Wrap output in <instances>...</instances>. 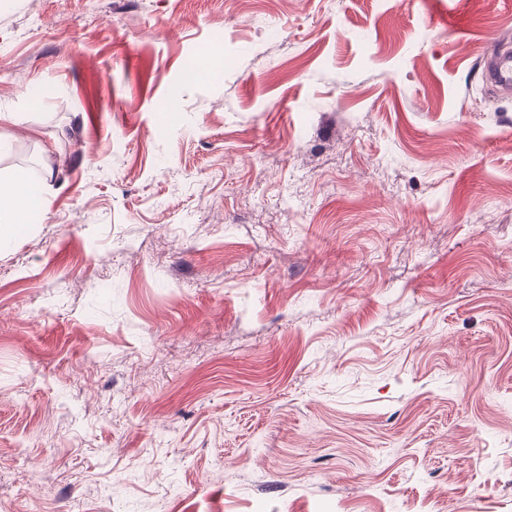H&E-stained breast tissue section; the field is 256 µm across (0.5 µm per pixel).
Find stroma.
Here are the masks:
<instances>
[{
    "label": "stroma",
    "instance_id": "stroma-1",
    "mask_svg": "<svg viewBox=\"0 0 512 512\" xmlns=\"http://www.w3.org/2000/svg\"><path fill=\"white\" fill-rule=\"evenodd\" d=\"M0 0V512H512V0ZM482 77L498 93L512 94L511 50L494 49L483 64ZM44 209L40 192L35 191L27 174L16 171L0 180V240L12 236L18 224Z\"/></svg>",
    "mask_w": 512,
    "mask_h": 512
}]
</instances>
